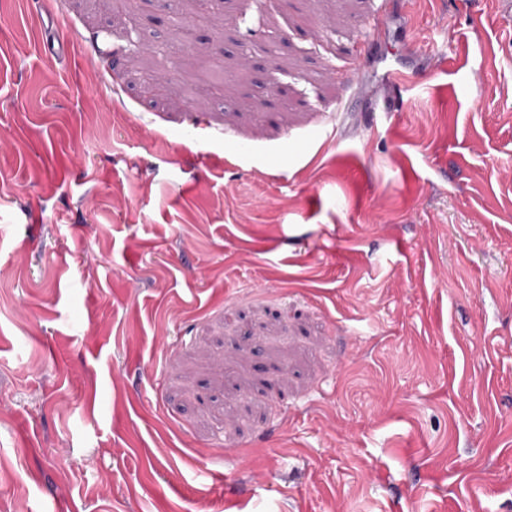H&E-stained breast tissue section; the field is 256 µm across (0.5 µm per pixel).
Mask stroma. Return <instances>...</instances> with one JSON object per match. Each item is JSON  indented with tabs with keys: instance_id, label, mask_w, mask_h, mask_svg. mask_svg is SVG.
<instances>
[{
	"instance_id": "obj_1",
	"label": "stroma",
	"mask_w": 512,
	"mask_h": 512,
	"mask_svg": "<svg viewBox=\"0 0 512 512\" xmlns=\"http://www.w3.org/2000/svg\"><path fill=\"white\" fill-rule=\"evenodd\" d=\"M377 5L0 0V512H512V26Z\"/></svg>"
}]
</instances>
